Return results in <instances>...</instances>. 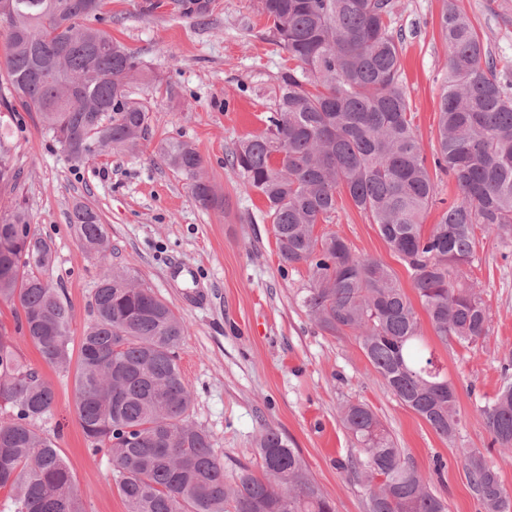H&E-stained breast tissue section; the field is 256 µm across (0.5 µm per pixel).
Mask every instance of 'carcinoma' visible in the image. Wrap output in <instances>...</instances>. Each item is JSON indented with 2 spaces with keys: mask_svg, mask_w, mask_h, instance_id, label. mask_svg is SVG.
I'll return each mask as SVG.
<instances>
[{
  "mask_svg": "<svg viewBox=\"0 0 512 512\" xmlns=\"http://www.w3.org/2000/svg\"><path fill=\"white\" fill-rule=\"evenodd\" d=\"M271 31L295 67L281 73L260 136L238 143L233 171L268 204L281 262L308 265L302 306L324 333L355 337L373 375L440 436L455 435L457 392L423 333L410 298L381 261L352 252L332 224L345 193L405 264L412 288L443 344L472 345L488 332L480 286L469 275L478 235L512 242V65L498 66L470 18L443 0L447 69L430 144L435 168L459 197L437 222L422 219L436 202L425 147L401 82V39L392 0H259ZM103 0H0L7 48L0 69L10 96L0 104L37 114L75 163L95 151L139 152L150 123L137 81L159 84L143 62L104 30L84 24ZM158 157L183 175L205 208L223 205L206 160L183 140ZM7 133L0 132V188H15ZM81 249L103 265L91 297L75 377L76 413L96 455L112 462L127 512H336L298 449L264 424L256 463L233 478L210 435L189 420L194 401L178 364L187 333L173 308L129 270L110 268L106 225L88 205L70 214ZM50 243L29 224L24 204L0 213V304L42 362H71L72 308L53 285ZM51 382L0 331V492L13 512H88L57 438L39 430L52 415ZM500 462H512V382L480 409ZM340 419L358 445L343 468L367 490V512H447L431 477L411 464L364 403ZM465 475L482 512H512L498 465L472 450Z\"/></svg>",
  "mask_w": 512,
  "mask_h": 512,
  "instance_id": "obj_1",
  "label": "carcinoma"
}]
</instances>
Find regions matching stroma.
<instances>
[{
	"label": "stroma",
	"instance_id": "obj_1",
	"mask_svg": "<svg viewBox=\"0 0 512 512\" xmlns=\"http://www.w3.org/2000/svg\"><path fill=\"white\" fill-rule=\"evenodd\" d=\"M189 2L105 0L96 22L162 79L156 89L132 87L152 108L138 154L98 152L70 162L35 113L0 107L20 172L14 191L0 192V208L23 201L32 229L50 242L53 283L73 309L72 338L80 339L91 319L89 301L102 274L69 224L74 203L82 202L107 226L111 266L135 272L185 322L178 355L194 395L190 419L210 433L226 472L255 463L254 440L268 423L299 449L316 483L335 498L336 512H365V489L342 467L355 445L339 418L346 402L359 401L377 413L410 462L431 474L448 512H482L462 463L467 451L491 447L479 408L503 386L502 364L512 354V247L481 239L470 269L490 317L484 340L446 346L432 329L424 331L458 393L461 422L449 441L374 379L354 337L327 335L310 320L301 304L307 266L281 264L266 200L227 163L239 140L265 130L278 76L292 65L259 0H207L199 15L190 13ZM393 2L392 28L403 40L401 79L414 128L427 145L435 136L447 67L443 2ZM452 2L493 57L512 60V0ZM174 139L193 143L204 156L223 208H202L184 176L157 161L161 143ZM332 229L410 288L404 264L347 195L338 198ZM181 263L195 268V282L174 276ZM192 286L205 291V305L185 301ZM15 343L55 387L44 429L61 431L78 493L93 512H126L107 455L87 449L74 408L75 368H44L29 342L19 337Z\"/></svg>",
	"mask_w": 512,
	"mask_h": 512
}]
</instances>
